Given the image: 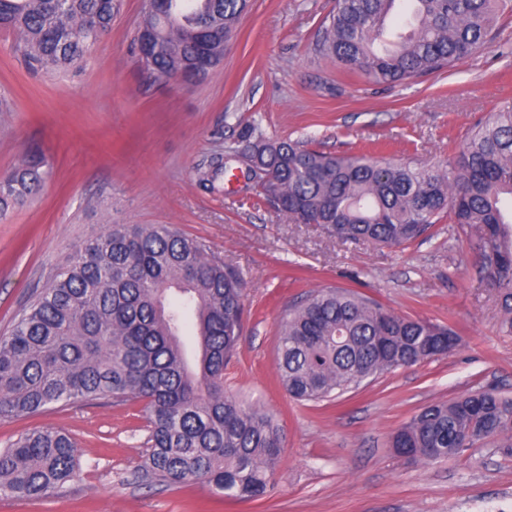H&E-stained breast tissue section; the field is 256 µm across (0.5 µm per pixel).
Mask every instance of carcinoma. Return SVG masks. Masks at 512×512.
I'll return each instance as SVG.
<instances>
[{
    "instance_id": "1",
    "label": "carcinoma",
    "mask_w": 512,
    "mask_h": 512,
    "mask_svg": "<svg viewBox=\"0 0 512 512\" xmlns=\"http://www.w3.org/2000/svg\"><path fill=\"white\" fill-rule=\"evenodd\" d=\"M409 3V31L389 33ZM251 0H151L133 39L149 40L155 79H194L224 61ZM116 0H0L11 52L36 72L66 70L112 27ZM512 0H336L318 53L378 83L425 78L476 53L496 10ZM252 164L259 197L293 224H319L342 242L402 249L444 218L469 233L495 286L500 328L512 333V103L473 126L446 165L335 156L295 141L249 134L199 173L205 189ZM37 156L0 179V215L42 182ZM244 283L202 245L164 224H119L69 258L0 336V420L59 403L139 399L149 423L146 474L204 482L224 499L264 498L282 435L260 406L224 391L241 333ZM452 327L401 316L352 289L323 287L288 312L278 378L297 402L329 401L366 379L448 355ZM495 440L512 454V396L495 389L428 405L391 437L395 452L437 464ZM65 433L32 429L0 449V493L39 499L76 475Z\"/></svg>"
}]
</instances>
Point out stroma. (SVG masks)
Returning <instances> with one entry per match:
<instances>
[{"mask_svg":"<svg viewBox=\"0 0 512 512\" xmlns=\"http://www.w3.org/2000/svg\"><path fill=\"white\" fill-rule=\"evenodd\" d=\"M149 2L119 0L111 29L81 67L35 74L0 30V178L32 155L47 177L0 216V335L92 232L167 224L238 272L245 284L226 392L271 413L280 466L258 502L225 501L207 484L144 478L141 403L56 404L0 421V448L25 430L68 433L75 480L41 500L0 494V512H512V456L488 443L427 465L395 454L392 434L425 406L472 390L512 394V335L501 333L494 286L462 229L441 222L402 250L342 242L291 224L258 200L257 184L196 172L249 127L269 140H310L333 154L370 153L433 166L512 99V13L475 55L423 81L378 84L315 50L335 0H252L221 66L200 82L155 80L130 45ZM324 286L355 288L396 314L460 335L448 356L398 368L331 402L300 404L279 383V327Z\"/></svg>","mask_w":512,"mask_h":512,"instance_id":"obj_1","label":"stroma"}]
</instances>
